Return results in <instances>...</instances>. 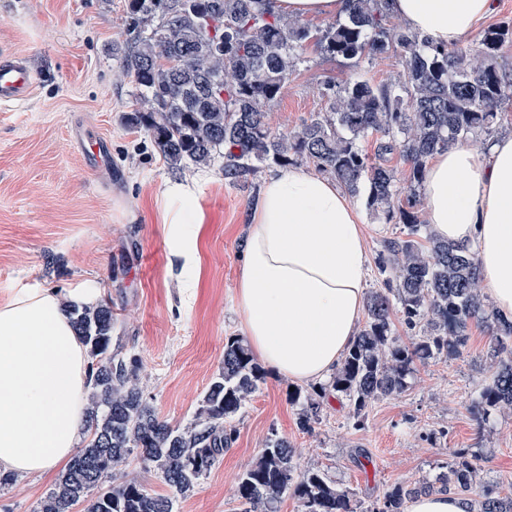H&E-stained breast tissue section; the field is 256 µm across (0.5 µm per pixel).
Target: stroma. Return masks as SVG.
I'll return each mask as SVG.
<instances>
[{"instance_id":"35a3bbf8","label":"stroma","mask_w":512,"mask_h":512,"mask_svg":"<svg viewBox=\"0 0 512 512\" xmlns=\"http://www.w3.org/2000/svg\"><path fill=\"white\" fill-rule=\"evenodd\" d=\"M126 40L125 0H0V51L26 57L39 74L29 102L0 109V305L27 288L54 290L72 304L82 293L109 299L113 347L136 359L146 401L182 427L221 372L228 338L244 334L241 241L276 170L232 184L216 164L169 168L146 131L127 121L135 88L117 58ZM359 77L395 84L403 65L392 51L351 67L308 50L272 110L273 126L299 129L325 111V81ZM84 132L108 144V160L84 158ZM177 183L194 184L202 224L197 269L181 278L163 228L178 207L167 195ZM489 339L475 324L459 352L416 363L408 389L371 406L359 429L329 389L318 424L303 430L290 380L266 372L232 421L230 448L173 512H239L237 478L274 434L288 439L300 469L355 489L366 506L395 483L434 477L459 448L480 455L479 484L512 491V407L493 410L482 425L472 415L492 372ZM54 481L15 478L0 489V512H33Z\"/></svg>"}]
</instances>
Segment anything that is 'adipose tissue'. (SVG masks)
<instances>
[{
    "label": "adipose tissue",
    "mask_w": 512,
    "mask_h": 512,
    "mask_svg": "<svg viewBox=\"0 0 512 512\" xmlns=\"http://www.w3.org/2000/svg\"><path fill=\"white\" fill-rule=\"evenodd\" d=\"M430 44L469 38L492 0H387ZM184 214L165 230L181 272L195 269L200 226L193 192L172 187ZM424 205L432 233L475 253L480 288L512 322V137L487 156L460 145L429 164ZM237 304L248 342L274 373L330 378L353 344L366 302L361 219L330 179L288 169L251 207ZM89 360L55 292L29 290L0 306V471L24 477L64 467L84 426Z\"/></svg>",
    "instance_id": "obj_1"
}]
</instances>
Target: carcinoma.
<instances>
[{"label": "carcinoma", "mask_w": 512, "mask_h": 512, "mask_svg": "<svg viewBox=\"0 0 512 512\" xmlns=\"http://www.w3.org/2000/svg\"><path fill=\"white\" fill-rule=\"evenodd\" d=\"M130 39L120 53L133 79L132 124L143 127L158 153L176 169L223 160L224 178L238 182L260 167L298 163L334 178L352 197L401 235L385 242L376 269L384 287L366 298V319L333 377L331 388L351 408L355 427L374 403L408 388L414 360L447 355L463 344L472 323L491 329V377L473 414L480 423L499 405L512 406V322L501 320L479 288L475 255L426 233L417 215V191L426 163L468 136L491 133L512 78L495 66L469 68L464 51L429 44L408 28L391 31L384 0H346L344 20L312 30L282 15L274 0H128ZM512 27L484 32L481 52L496 56ZM352 66L390 49L400 55L398 85L364 79L324 84L327 110L293 132L275 129L273 107L308 47ZM379 136L370 157L359 140ZM399 153L410 166V194L401 199L384 155ZM418 332L413 348L398 343L392 320ZM73 327L90 358L88 437L40 503V512H172L232 444L228 427L264 380L247 345H224V368L208 386L194 423L179 427L143 399L137 360L112 351L115 315L107 300L69 306ZM323 388L289 399L301 405L305 430L319 420ZM138 458L157 471L168 493L147 488L126 472ZM479 456L458 448L436 481L398 483L364 510L354 489L318 470H301L288 440H267L257 461L239 476L235 495L243 512H275L286 496L301 512H404L422 495H462L474 487ZM479 512H512V494L483 490Z\"/></svg>", "instance_id": "carcinoma-1"}]
</instances>
